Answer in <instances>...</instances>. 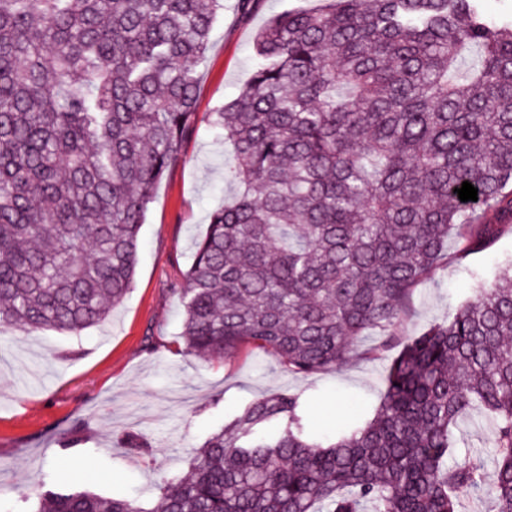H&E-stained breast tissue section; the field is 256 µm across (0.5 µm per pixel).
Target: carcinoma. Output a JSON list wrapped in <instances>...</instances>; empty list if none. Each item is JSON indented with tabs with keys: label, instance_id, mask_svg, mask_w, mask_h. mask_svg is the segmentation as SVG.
<instances>
[{
	"label": "carcinoma",
	"instance_id": "1",
	"mask_svg": "<svg viewBox=\"0 0 512 512\" xmlns=\"http://www.w3.org/2000/svg\"><path fill=\"white\" fill-rule=\"evenodd\" d=\"M254 36L237 96L199 117L224 0H0V329L78 334L134 279L155 186L205 121L234 196L173 289L187 353L253 346L294 375L398 335L414 289L512 235V18L480 0H324ZM468 181L478 200L454 189ZM495 469L448 465L471 412ZM118 444L141 452L142 435ZM37 484L33 512H512V258L408 337L370 417L328 433L253 400L137 498Z\"/></svg>",
	"mask_w": 512,
	"mask_h": 512
}]
</instances>
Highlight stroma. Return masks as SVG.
Returning a JSON list of instances; mask_svg holds the SVG:
<instances>
[{
    "label": "stroma",
    "instance_id": "1",
    "mask_svg": "<svg viewBox=\"0 0 512 512\" xmlns=\"http://www.w3.org/2000/svg\"><path fill=\"white\" fill-rule=\"evenodd\" d=\"M234 3L225 0L213 34L198 89L201 113L231 99L248 81L254 35L270 17L287 8L321 6V0H264L260 11L242 22ZM184 152L155 190L131 291L110 317L78 335L48 330L30 336L15 329L0 339V502L15 503L37 479L56 471L66 458L57 440L78 423L88 442L81 447V467L68 474L75 486L151 504L156 497L150 486L185 471L204 440L258 397L300 395L309 418L325 431L336 413L357 415L382 397L402 345L393 343L370 357L368 348L380 342L376 335L367 336L340 367L307 376L288 373L259 349L215 361L185 351L171 290L189 268L210 213L232 188L220 165L224 144L207 125H200ZM511 253L512 236H506L484 253L449 260L447 269L415 289L402 334L445 319L475 286L468 269L491 271ZM127 430L142 433L151 453L118 447L116 435ZM489 430L478 414L461 424L449 464L478 454L486 474H493V455L484 446Z\"/></svg>",
    "mask_w": 512,
    "mask_h": 512
}]
</instances>
